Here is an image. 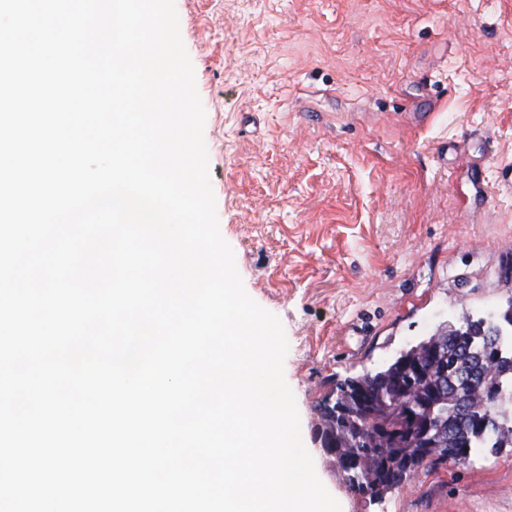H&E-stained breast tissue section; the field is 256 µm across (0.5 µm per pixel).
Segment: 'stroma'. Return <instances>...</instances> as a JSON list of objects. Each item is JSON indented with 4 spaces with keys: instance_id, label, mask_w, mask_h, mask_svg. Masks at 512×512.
<instances>
[{
    "instance_id": "1",
    "label": "stroma",
    "mask_w": 512,
    "mask_h": 512,
    "mask_svg": "<svg viewBox=\"0 0 512 512\" xmlns=\"http://www.w3.org/2000/svg\"><path fill=\"white\" fill-rule=\"evenodd\" d=\"M220 232L276 315L341 512H512V448L376 502L313 440L327 383L512 304V0H175Z\"/></svg>"
}]
</instances>
